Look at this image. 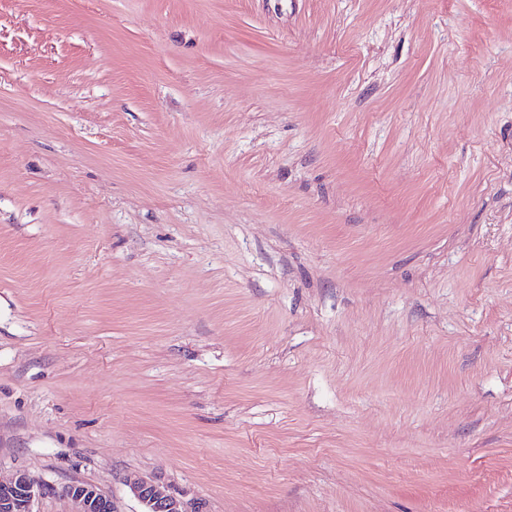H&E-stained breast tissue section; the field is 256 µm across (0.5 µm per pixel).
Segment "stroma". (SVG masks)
Returning a JSON list of instances; mask_svg holds the SVG:
<instances>
[{
    "label": "stroma",
    "instance_id": "35a3bbf8",
    "mask_svg": "<svg viewBox=\"0 0 512 512\" xmlns=\"http://www.w3.org/2000/svg\"><path fill=\"white\" fill-rule=\"evenodd\" d=\"M18 470L512 512V0H0Z\"/></svg>",
    "mask_w": 512,
    "mask_h": 512
}]
</instances>
